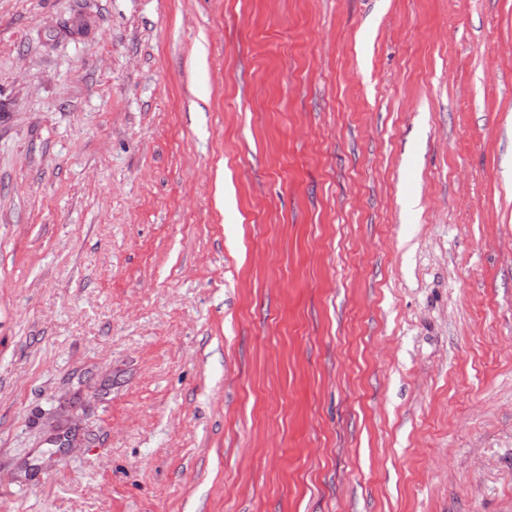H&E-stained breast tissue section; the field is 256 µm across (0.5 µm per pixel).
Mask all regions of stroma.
Masks as SVG:
<instances>
[{
  "label": "stroma",
  "instance_id": "35a3bbf8",
  "mask_svg": "<svg viewBox=\"0 0 512 512\" xmlns=\"http://www.w3.org/2000/svg\"><path fill=\"white\" fill-rule=\"evenodd\" d=\"M0 512H512V0H0Z\"/></svg>",
  "mask_w": 512,
  "mask_h": 512
}]
</instances>
